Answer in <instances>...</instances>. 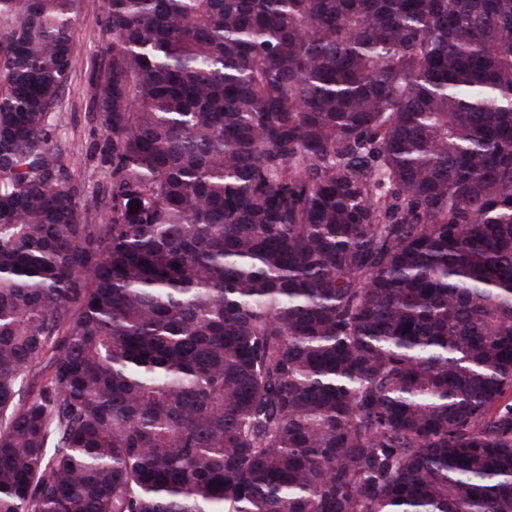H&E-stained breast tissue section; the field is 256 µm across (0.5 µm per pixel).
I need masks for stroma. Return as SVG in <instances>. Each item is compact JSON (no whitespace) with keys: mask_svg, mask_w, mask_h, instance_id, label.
<instances>
[{"mask_svg":"<svg viewBox=\"0 0 512 512\" xmlns=\"http://www.w3.org/2000/svg\"><path fill=\"white\" fill-rule=\"evenodd\" d=\"M104 0H81L72 37L73 68L56 112L54 145L71 184L82 194L101 196L112 180V165L99 153L106 133L94 108L91 73L104 61L100 24Z\"/></svg>","mask_w":512,"mask_h":512,"instance_id":"obj_1","label":"stroma"}]
</instances>
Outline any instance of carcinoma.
Wrapping results in <instances>:
<instances>
[{
	"label": "carcinoma",
	"instance_id": "cac0c4a2",
	"mask_svg": "<svg viewBox=\"0 0 512 512\" xmlns=\"http://www.w3.org/2000/svg\"><path fill=\"white\" fill-rule=\"evenodd\" d=\"M78 15L0 0V512H512V0H105L104 207ZM72 37L73 68L56 112L55 148L70 183L83 195L102 197L112 181V164L99 153L106 136L93 103L91 73L103 63L100 24L105 0H80Z\"/></svg>",
	"mask_w": 512,
	"mask_h": 512
}]
</instances>
